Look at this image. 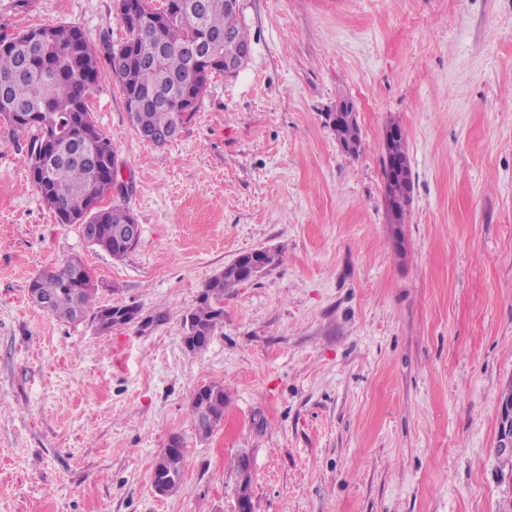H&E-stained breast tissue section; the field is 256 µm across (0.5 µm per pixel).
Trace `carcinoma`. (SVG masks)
Listing matches in <instances>:
<instances>
[{"label": "carcinoma", "mask_w": 512, "mask_h": 512, "mask_svg": "<svg viewBox=\"0 0 512 512\" xmlns=\"http://www.w3.org/2000/svg\"><path fill=\"white\" fill-rule=\"evenodd\" d=\"M137 24L125 27L124 41L92 45L74 24L33 27L17 33L0 30V121L12 131H31L30 175L43 202L58 223L90 225L92 245L120 259L134 248L117 231L136 223L122 205L97 206L118 190L117 152L112 139L98 128L88 99L108 65L121 90L129 122L138 136L156 146L175 140L197 111L211 76L224 73V58L250 47L240 19L238 0H165V14L154 0H126ZM345 152L362 147L358 124L332 121ZM387 218L407 214L413 190L412 172L385 177ZM74 260L36 276L30 291L50 300L47 313L69 323L97 324L124 311L134 321L138 309L92 304L96 288L75 279ZM252 279L238 273H218L205 284L198 303L182 319L195 340L187 351L196 354L209 345L224 322V293ZM224 385L200 386L191 402L196 432L210 436L224 419ZM184 453L163 449L153 470V484L163 493L181 481Z\"/></svg>", "instance_id": "carcinoma-1"}]
</instances>
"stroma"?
I'll return each instance as SVG.
<instances>
[{
  "mask_svg": "<svg viewBox=\"0 0 512 512\" xmlns=\"http://www.w3.org/2000/svg\"><path fill=\"white\" fill-rule=\"evenodd\" d=\"M250 56L214 76L177 139L130 126L104 76L89 107L141 226L122 259L57 223L29 175L31 135L0 125V512H512L497 448L512 386V0H240ZM125 30L113 0H0V28ZM352 102L359 154L328 120ZM407 138L405 224L387 222L385 127ZM277 264L224 295L189 354L182 317L240 254ZM80 258L102 333L31 299ZM223 384L208 438L190 403ZM184 440L175 493L152 486Z\"/></svg>",
  "mask_w": 512,
  "mask_h": 512,
  "instance_id": "stroma-1",
  "label": "stroma"
}]
</instances>
